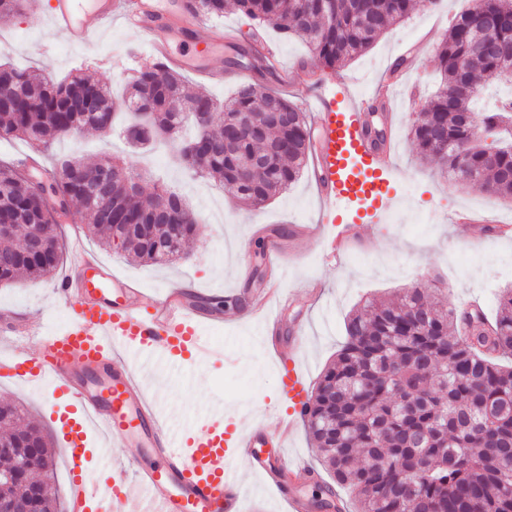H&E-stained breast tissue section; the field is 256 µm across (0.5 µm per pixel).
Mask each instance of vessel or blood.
<instances>
[{
  "label": "vessel or blood",
  "mask_w": 512,
  "mask_h": 512,
  "mask_svg": "<svg viewBox=\"0 0 512 512\" xmlns=\"http://www.w3.org/2000/svg\"><path fill=\"white\" fill-rule=\"evenodd\" d=\"M117 11L156 55L170 57L161 24L166 11L158 0H94L90 5L53 0L47 18L57 33L86 45ZM306 101L316 132L312 178L327 205L320 221L337 226L326 247L338 259L363 225L387 223L394 210L398 197L390 148L374 149L366 119L370 101L351 94L344 84L314 83ZM280 285V277H273L252 299L250 315L261 320L280 363L286 412L268 406L266 421H253L232 434L223 410L212 409L179 434L169 425L161 400L147 396L143 372L152 360L185 354L198 365L223 361V348L206 334L216 321L200 307L208 299L206 290L188 294L170 286L148 293L139 283L114 275L90 249L75 245L56 292L64 299L79 294V309L64 323L47 328L16 321L12 335L31 334L35 341L31 349L13 351L7 366L10 378L39 390L45 400L59 393L70 397L74 412L66 420L65 443L75 461L86 455L93 431L106 444L136 451L127 479L94 483L76 469L70 512H86L91 502L103 499L111 502L112 512H242L244 467L263 477L288 512H306V500L290 486L307 481L310 471L286 448L305 414L308 380L279 351L280 312L288 302Z\"/></svg>",
  "instance_id": "b4317fda"
}]
</instances>
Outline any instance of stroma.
Returning a JSON list of instances; mask_svg holds the SVG:
<instances>
[{
    "label": "stroma",
    "instance_id": "stroma-1",
    "mask_svg": "<svg viewBox=\"0 0 512 512\" xmlns=\"http://www.w3.org/2000/svg\"><path fill=\"white\" fill-rule=\"evenodd\" d=\"M416 3L412 13L384 32L371 48L336 68L321 64L299 38L263 32L264 39L279 48L284 68H297L305 75L314 73L332 84L347 82L359 95L375 94L390 68L399 59H406L409 65L404 79L418 92L416 100L397 101L389 111L399 205L391 223L363 227L369 242L363 256H388L394 273L363 269L350 252L337 262L326 260L321 245L314 240L295 243L300 258L289 263L282 280L291 300L281 315L279 342L285 351L296 352L313 386L340 349L347 318L366 298L388 299L417 283L445 306L461 311L467 304L478 302L491 311L500 290L512 287V277L493 278L499 265L512 264V234L501 236L491 231L499 218L512 217V199L455 187L443 177L437 162L420 159L408 137L409 127L440 81L437 38L447 32L462 7L461 0H447L446 7L439 10L430 8L426 0ZM257 28V22L228 12L211 18L208 29L196 37L173 38L171 48L178 57L202 58L209 65L224 67L230 56L229 37L245 44ZM136 41V33L116 20L93 45L69 43L49 26L38 10V0H26L21 14L0 23V61L37 67L55 80L80 68L94 73L118 93L136 69L152 60ZM205 42L210 52L204 56L200 47ZM105 151L137 165L144 190H152L158 182L166 183L203 217L186 256L165 266L144 264L120 249L103 247L84 224L61 219L63 240L80 235L116 275L137 280L152 292L177 281H191L197 287L212 289L219 298L235 295L243 288L261 293L266 283L256 279L255 273L267 271L268 265L266 240L259 236V229L287 235L289 225L314 223L323 207L305 174L265 208L254 210L236 202L223 185L196 179L168 161L165 153L144 154L129 148L116 133L107 137L86 130L62 138L52 147L54 155L87 162ZM472 211L478 212L480 221L468 231L451 223L455 213ZM54 285L51 278L0 284V310H16L35 322L50 314L55 323H62L78 308L79 301L56 302ZM208 334L224 348L228 356L224 364L190 373L183 362L175 360L159 365L150 379L163 396L174 429L188 427L204 409L216 407L223 408L230 427L240 428L262 412L265 402L282 397L280 373L264 351L255 322L244 319L215 326ZM1 401L24 406L48 434L54 462L51 490L59 500H66L72 474L62 434L51 420L52 413H67L66 402L47 405L34 389L0 378Z\"/></svg>",
    "mask_w": 512,
    "mask_h": 512
}]
</instances>
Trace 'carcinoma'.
<instances>
[{"label":"carcinoma","instance_id":"obj_1","mask_svg":"<svg viewBox=\"0 0 512 512\" xmlns=\"http://www.w3.org/2000/svg\"><path fill=\"white\" fill-rule=\"evenodd\" d=\"M415 0H194L204 17L236 11L302 38L327 67L369 49ZM495 51L477 54L472 39ZM236 64L271 70L256 45L232 44ZM441 81L410 137L424 160L435 159L454 182L512 198V145L499 133L512 104L476 112L472 104L501 69H512V0H472L436 47ZM117 101L90 75L48 79L35 69L0 64V138H18L37 152L59 137L112 130ZM122 105L153 116L150 144L189 150L201 138L199 177L217 179L243 204L261 209L302 173L311 141L306 115L288 97L260 83H242L219 103L190 89L161 61L136 71ZM276 106L288 124L267 127L259 113ZM488 141H472L473 125ZM263 156L256 169L242 166ZM46 177L22 162H0V283L50 278L62 260L58 220L77 205L88 232L106 246L153 265L181 258L201 218L175 191L146 195L140 174L119 156L94 163L59 160ZM512 288L490 319L429 301L406 288L390 302L371 299L349 317L346 340L308 395L304 425L328 471L355 492L357 512H512ZM25 460L22 481L0 489L23 498L40 480L33 512H57L48 490L53 462L47 437L22 407L0 404V464Z\"/></svg>","mask_w":512,"mask_h":512}]
</instances>
